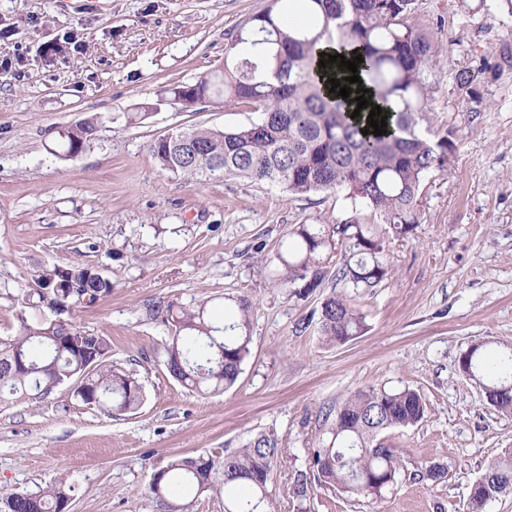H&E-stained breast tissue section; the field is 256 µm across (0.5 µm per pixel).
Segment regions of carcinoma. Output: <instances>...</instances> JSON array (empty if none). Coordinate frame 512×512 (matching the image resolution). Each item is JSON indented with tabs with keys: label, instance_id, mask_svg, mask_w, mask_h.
Wrapping results in <instances>:
<instances>
[{
	"label": "carcinoma",
	"instance_id": "cac0c4a2",
	"mask_svg": "<svg viewBox=\"0 0 512 512\" xmlns=\"http://www.w3.org/2000/svg\"><path fill=\"white\" fill-rule=\"evenodd\" d=\"M306 22L321 30L312 35L287 15L289 4L273 5L249 21L225 48L224 68L193 84L167 90L169 99L192 108L213 97L243 105L261 118L235 128H177L150 146L162 169L189 181L240 178L282 187L294 196L316 192L344 194L348 216L335 224H296L277 254L278 283L302 296L333 284L320 307V335L327 344H343L365 331L356 298L392 277L390 245L412 234L426 179L452 162L455 127L436 139L421 133L431 100L442 79L438 33L417 19V0H302ZM335 31L338 53L358 64L363 84L344 99L329 92L330 78L351 72L317 56L321 37ZM265 49L257 55L253 36ZM457 89L473 97V77L466 69L448 70ZM369 90V107L353 119L355 89ZM387 117V133L363 135L374 106ZM102 117L92 115L64 129L58 144L66 159L78 157L96 139ZM378 216L384 227L366 221ZM85 270L81 264L55 266L33 275L22 289L24 304L46 308L54 316L30 321L17 313L15 334L0 336V403L38 404L68 380L84 373L78 397L114 418L137 409L143 387L136 374L110 362L111 342L97 331L80 327L55 313L59 304L82 308L112 294V280L93 274L81 287L58 288ZM54 273V282L47 274ZM172 336L166 347L169 375L188 390L221 393L237 381L251 352V303L230 298L216 317L208 301L189 306L167 304ZM96 367L85 373L86 356ZM459 362L470 368L486 403L512 413V349L491 351L474 345ZM420 393L409 387H370L347 395L325 414L330 437L308 451L309 472L324 489L375 504L399 483L401 450L380 442L390 429L408 428L425 418ZM283 459L279 439L260 433L233 450L216 455L174 457L152 475L149 491L164 496L180 487L198 497L224 493V512H276L270 485ZM71 487L49 484L36 492L0 497V512H62ZM512 493V452L493 460L470 489L469 512Z\"/></svg>",
	"mask_w": 512,
	"mask_h": 512
}]
</instances>
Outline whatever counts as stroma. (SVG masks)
I'll return each mask as SVG.
<instances>
[{"label":"stroma","instance_id":"1","mask_svg":"<svg viewBox=\"0 0 512 512\" xmlns=\"http://www.w3.org/2000/svg\"><path fill=\"white\" fill-rule=\"evenodd\" d=\"M271 0H0V336L14 333L18 296L36 271L79 263L112 293L71 310L112 342L143 401L113 418L71 383L45 401L0 407V494L70 485L69 512H168L149 491L170 458L240 447L261 432L288 457L275 472L278 512H370L368 503L293 482L327 435L323 415L350 391L409 386L427 406L410 428L382 433L402 450V483L380 512H464L487 464L512 450V414L486 403L460 369L469 346H512V0H419L423 23L455 41L474 98L452 80L434 93L426 136L456 126L450 168L432 175L420 218L390 247L393 275L357 307L366 330L322 342V292L296 296L273 272L296 224H332L347 203L295 197L244 179L190 182L162 170L155 140L181 127L224 128L258 113L215 98L191 109L160 103L165 89L222 67L224 49ZM154 110L143 121L131 113ZM101 115L96 140L62 159L57 128ZM252 303L251 354L235 385L201 396L168 373L170 324L152 306L226 298ZM437 462L445 481L414 480Z\"/></svg>","mask_w":512,"mask_h":512}]
</instances>
